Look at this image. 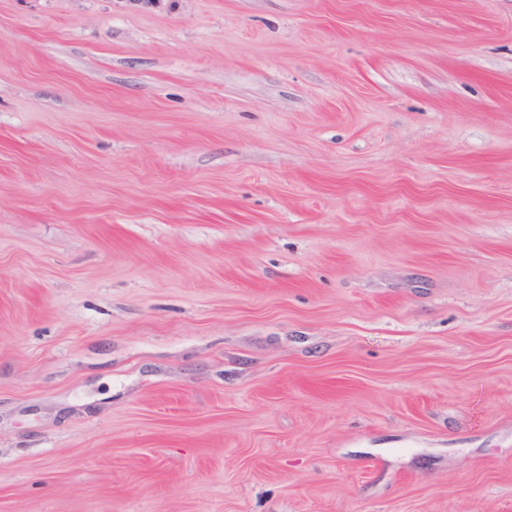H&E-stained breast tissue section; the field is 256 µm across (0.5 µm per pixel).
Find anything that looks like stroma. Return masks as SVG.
<instances>
[{"instance_id": "35a3bbf8", "label": "stroma", "mask_w": 512, "mask_h": 512, "mask_svg": "<svg viewBox=\"0 0 512 512\" xmlns=\"http://www.w3.org/2000/svg\"><path fill=\"white\" fill-rule=\"evenodd\" d=\"M0 512H512V0H0Z\"/></svg>"}]
</instances>
